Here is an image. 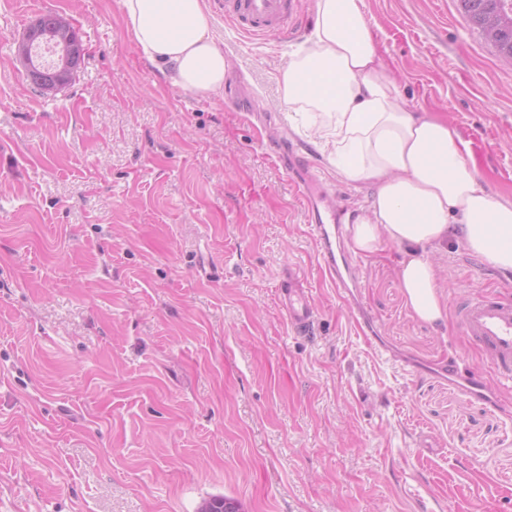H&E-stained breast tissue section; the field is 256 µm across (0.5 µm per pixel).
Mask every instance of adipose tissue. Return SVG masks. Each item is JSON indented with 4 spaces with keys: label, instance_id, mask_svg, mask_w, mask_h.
I'll return each mask as SVG.
<instances>
[{
    "label": "adipose tissue",
    "instance_id": "1",
    "mask_svg": "<svg viewBox=\"0 0 512 512\" xmlns=\"http://www.w3.org/2000/svg\"><path fill=\"white\" fill-rule=\"evenodd\" d=\"M129 38L174 85L222 92L226 60L204 0H118ZM306 51L279 73L282 101L314 119L337 178L372 193L349 228L355 251L402 248L400 287L415 317L442 321L432 256L448 239L492 268L512 271V197L492 194L469 144L439 115L410 110L370 34L365 0H312Z\"/></svg>",
    "mask_w": 512,
    "mask_h": 512
}]
</instances>
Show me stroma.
Here are the masks:
<instances>
[{
    "instance_id": "35a3bbf8",
    "label": "stroma",
    "mask_w": 512,
    "mask_h": 512,
    "mask_svg": "<svg viewBox=\"0 0 512 512\" xmlns=\"http://www.w3.org/2000/svg\"><path fill=\"white\" fill-rule=\"evenodd\" d=\"M44 6L85 48L54 96L15 56ZM366 19L409 109L512 196V60L458 0H366ZM210 21L229 69L200 97L142 57L117 0H0V512H512V383L451 315L414 318L398 247L351 255L338 295L269 156L304 146L347 217L370 193L288 122L278 69L303 37ZM434 260L450 312L512 294L457 243ZM288 267L313 334L281 307Z\"/></svg>"
}]
</instances>
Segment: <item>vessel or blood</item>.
Here are the masks:
<instances>
[{"label":"vessel or blood","instance_id":"1","mask_svg":"<svg viewBox=\"0 0 512 512\" xmlns=\"http://www.w3.org/2000/svg\"><path fill=\"white\" fill-rule=\"evenodd\" d=\"M224 21L239 34L254 39H284L300 19L299 0H214ZM293 157L303 172L294 187L305 205L325 275L337 290L348 286L344 271L348 261L336 250L341 214L314 172V164L303 147ZM282 305L292 329L309 332L315 323L314 305L296 273H289ZM455 321L463 336L482 347L491 358L494 375L512 381V299L469 297L455 308Z\"/></svg>","mask_w":512,"mask_h":512}]
</instances>
